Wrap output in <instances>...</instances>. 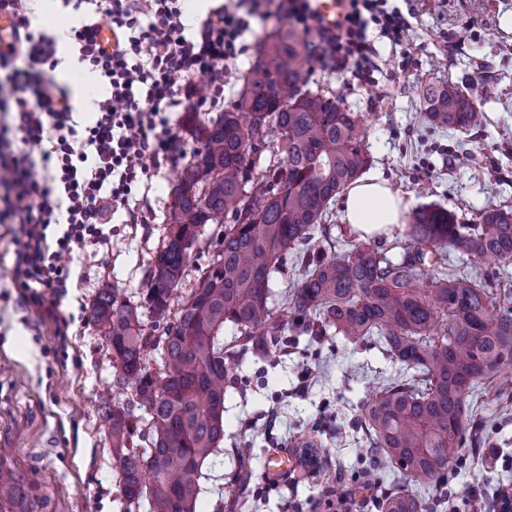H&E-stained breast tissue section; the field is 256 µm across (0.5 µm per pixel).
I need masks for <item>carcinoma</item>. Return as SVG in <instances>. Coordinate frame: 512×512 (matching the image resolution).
Wrapping results in <instances>:
<instances>
[{
	"instance_id": "1",
	"label": "carcinoma",
	"mask_w": 512,
	"mask_h": 512,
	"mask_svg": "<svg viewBox=\"0 0 512 512\" xmlns=\"http://www.w3.org/2000/svg\"><path fill=\"white\" fill-rule=\"evenodd\" d=\"M306 41L282 27L262 41L233 106L195 130L200 147L173 193L169 228L153 260L145 305L115 288L93 301L91 320L112 347L120 378L135 385L150 447H129L131 410L104 408L125 512H196L206 459L224 441V327L257 353L268 338L340 336L370 342L400 365L366 399L360 423L374 466L401 484L380 512H430L464 450L483 443L479 408L512 398V278L461 271L444 256L512 265V207L491 206L476 224L423 204L409 217L401 259L356 240L313 242L336 195L371 166L367 117L310 88ZM429 126L462 131L480 118L477 99L452 84L422 93ZM207 224L218 252L175 305L190 250ZM293 255L292 282L270 307L274 275ZM153 331L143 327V311ZM157 374L147 370L152 353ZM24 496L0 472V500Z\"/></svg>"
}]
</instances>
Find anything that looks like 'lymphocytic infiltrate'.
<instances>
[{
  "label": "lymphocytic infiltrate",
  "instance_id": "1",
  "mask_svg": "<svg viewBox=\"0 0 512 512\" xmlns=\"http://www.w3.org/2000/svg\"><path fill=\"white\" fill-rule=\"evenodd\" d=\"M87 23L70 38L80 61L106 80L109 97L97 104L92 123L73 118L68 90L36 80L34 66L56 67L55 38L31 26L26 0H0L16 23L15 44L0 53L1 224L20 225L14 276L20 287L35 282L62 288L70 276L68 256L103 238L105 208L128 206L163 168L186 154L172 116L185 110L211 112L224 105V79L248 56L253 21L275 17L314 35L315 63L343 76L347 85L377 86L378 64L371 32L392 44L406 42L411 23L388 0H348L334 27L323 24L309 0H236L209 12L189 29L182 0H84ZM108 24L105 44L94 31ZM26 57L31 70L16 68ZM208 79L198 93L196 79ZM22 148L9 149L12 134ZM62 225L60 236L47 235Z\"/></svg>",
  "mask_w": 512,
  "mask_h": 512
}]
</instances>
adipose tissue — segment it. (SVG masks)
<instances>
[{
    "label": "adipose tissue",
    "instance_id": "adipose-tissue-1",
    "mask_svg": "<svg viewBox=\"0 0 512 512\" xmlns=\"http://www.w3.org/2000/svg\"><path fill=\"white\" fill-rule=\"evenodd\" d=\"M408 205L394 195L380 177L370 176L352 185L345 198L343 220L363 239L390 235L404 224Z\"/></svg>",
    "mask_w": 512,
    "mask_h": 512
}]
</instances>
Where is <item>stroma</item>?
<instances>
[{
    "label": "stroma",
    "mask_w": 512,
    "mask_h": 512,
    "mask_svg": "<svg viewBox=\"0 0 512 512\" xmlns=\"http://www.w3.org/2000/svg\"><path fill=\"white\" fill-rule=\"evenodd\" d=\"M411 14L409 39L375 40L379 84L347 86L337 75L313 71L312 87L340 105L368 115L371 174L409 207L436 203L475 223L484 207L512 206V0H399ZM32 26L57 37L68 57L42 78L66 86L77 111L91 113L107 87L79 62L68 34L86 20L66 0H30ZM412 63L402 67L403 54ZM452 82L474 89L479 122L464 131L434 130L423 120L420 91ZM178 166L163 169L136 208L146 221L113 217L111 233L78 251L68 288H18L13 278V227L0 224V470L23 485L22 502L7 512H123L119 470L112 458L103 400L135 407L133 387L120 383L112 348L90 318L101 289L118 288L141 303L152 259L166 232ZM55 304L63 321L39 316ZM269 359L236 346L224 400V444L208 459L197 512H379L393 470L370 469L361 405L399 366L375 345L341 337L281 336ZM490 439L482 456L467 457L448 474V500L436 512H472L470 491L486 512H500L512 492V404L481 410ZM250 444V479L239 492L237 450ZM318 448L321 467H293L268 481L270 454Z\"/></svg>",
    "instance_id": "35a3bbf8"
}]
</instances>
